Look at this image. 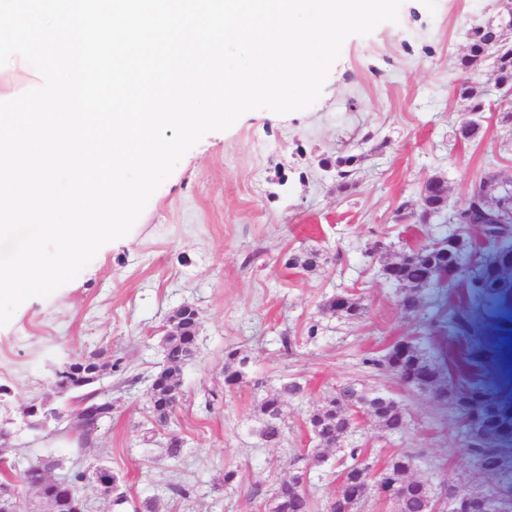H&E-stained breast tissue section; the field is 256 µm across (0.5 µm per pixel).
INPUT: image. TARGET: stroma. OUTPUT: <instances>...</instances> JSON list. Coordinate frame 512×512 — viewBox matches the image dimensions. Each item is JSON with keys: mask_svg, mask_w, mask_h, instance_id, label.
Segmentation results:
<instances>
[{"mask_svg": "<svg viewBox=\"0 0 512 512\" xmlns=\"http://www.w3.org/2000/svg\"><path fill=\"white\" fill-rule=\"evenodd\" d=\"M497 0H403L398 22L348 37L317 102L277 114L258 109L229 129L206 134L156 190L130 233L105 244L91 263L50 297H32L0 326V420L10 436L0 453L21 462L60 461L54 477L103 465L123 476L124 512L156 498L159 512H261L263 496L287 478L289 456L311 447L308 414L331 387L363 381L393 396L407 412L396 436L363 420L351 439L373 466L391 454L416 457V476L470 492L471 466L456 416L426 391L402 386L366 366L402 337L428 352L457 346L447 329L429 330L435 301L450 305L453 284L426 292L405 314L396 288L380 274L375 241L389 256L455 230L446 217L418 224L415 209L425 180L448 183L450 210L464 207L472 183L492 173L512 175V128L498 124L500 98L487 71L466 75L459 60L471 28L494 16ZM469 82L486 104L484 137L464 143L452 131L469 100L456 88ZM355 157L350 187H337L322 159ZM317 250L315 271L285 265L289 252ZM354 294L365 307L348 320L322 314L332 295ZM196 309L200 352L183 371L184 399L175 430L186 441L181 458L166 459L151 428L145 384L119 387L116 375L97 384L116 408L87 444L69 424L78 392L57 396L55 372L97 351L122 359L130 374L149 373L170 312ZM319 322L308 339L310 322ZM479 332L498 357L476 370L491 391L512 401V319L502 311L476 315ZM249 355L243 383L224 388V352ZM305 388L283 407L288 439L268 447L252 432L261 394L284 379ZM224 390L212 412L204 393ZM56 397L65 415L45 430L30 428L22 409L33 398ZM235 471L224 484L225 471Z\"/></svg>", "mask_w": 512, "mask_h": 512, "instance_id": "stroma-1", "label": "stroma"}]
</instances>
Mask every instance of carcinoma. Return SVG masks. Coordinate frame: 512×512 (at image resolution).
<instances>
[{
	"mask_svg": "<svg viewBox=\"0 0 512 512\" xmlns=\"http://www.w3.org/2000/svg\"><path fill=\"white\" fill-rule=\"evenodd\" d=\"M512 30V0H499L497 19L471 28L467 54L460 59V68L477 72L486 58L494 57V69L489 80L494 83L512 85V43L507 34ZM481 125L465 119L454 130V137L461 141L479 137ZM356 162L355 157H338L335 161L323 159L320 165L326 169L336 167L338 186H347L350 176L348 168ZM491 192L487 200L468 198L466 207L454 217L460 225L459 238L441 252L421 249L414 253L404 252L395 269L399 283L400 307L406 312L414 311L420 304L424 292L439 288L441 275L448 268L458 269L457 280L466 288V296L449 308L448 327L456 336H468L471 329L472 311L489 301L505 303L512 294V220L504 221L494 207L500 200L512 198V177L488 178ZM425 203L429 209L440 211L448 201V185L440 176L428 178L423 187ZM479 225L491 247L474 253L466 227ZM320 253L316 250L292 253L285 265L290 269L312 272L320 264ZM324 314L357 319L363 315L360 299L351 295H337L321 305ZM200 322L197 312L182 306L175 309L167 319L161 337L162 359L159 368L132 378L136 383L149 381L147 413L152 425L151 433L161 435L173 428L177 409L183 398L182 373L185 365L196 355ZM491 360L490 349L479 345H468L459 352L438 359L425 351L416 339L410 340L407 357L400 361L390 354L381 359L366 358L364 363L374 368H384L404 385L429 391L446 404L454 414L465 411L470 421L465 429L467 451L472 458L475 480L492 478L494 483L487 489L508 497L512 496V406L491 394L474 379L473 370ZM248 356L239 348H231L224 354V388L231 390L243 382ZM126 372L122 360L105 357L100 352L92 353L77 361L68 362L55 372L58 395L70 391L86 390L94 386L105 375ZM304 386L296 381H287L274 391L265 394L256 405L257 427L254 433L266 446H280L288 436V424L282 407L288 397H300ZM357 406L368 413L378 428L388 434L401 432L406 425L405 412L395 398L357 382H346L332 388L324 397L323 404L306 418L307 427L316 426L321 435L322 446L310 448L293 455L286 461L287 468L301 463L307 472L319 470L328 463V453L342 446L343 439L355 427L356 421L351 407ZM54 409L47 397L33 399L23 410L28 420L35 424L44 419L46 412ZM114 404L109 398H97L91 392L83 398V406L70 423V428L85 438L91 435L97 423L91 417L104 418L112 414ZM351 464L340 470L341 484L359 482L361 492L356 497L335 496L326 504V512H362V506L373 496L390 502L393 512H424L426 495L385 496L377 486L367 487V477L375 471L364 455V449L349 451ZM416 465V457L408 452L391 455L380 466L387 480L398 486L408 477ZM57 463L45 461L31 464L21 471L22 484L33 491L35 501L49 508V512H87L85 500L71 503L68 493H79L87 478V472L76 470L64 478L65 486L56 488L49 479ZM282 500L279 512H314L315 503L300 477L290 475L270 494Z\"/></svg>",
	"mask_w": 512,
	"mask_h": 512,
	"instance_id": "obj_1",
	"label": "carcinoma"
}]
</instances>
